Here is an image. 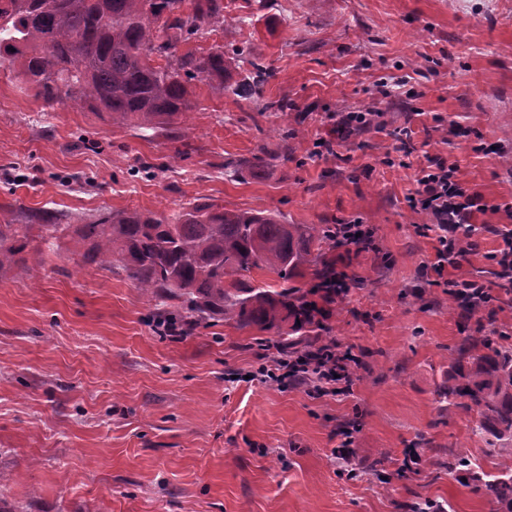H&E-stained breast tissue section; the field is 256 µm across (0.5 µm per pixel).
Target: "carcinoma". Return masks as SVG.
I'll use <instances>...</instances> for the list:
<instances>
[{
    "label": "carcinoma",
    "mask_w": 512,
    "mask_h": 512,
    "mask_svg": "<svg viewBox=\"0 0 512 512\" xmlns=\"http://www.w3.org/2000/svg\"><path fill=\"white\" fill-rule=\"evenodd\" d=\"M223 12L221 0H193L190 7L186 0H0V66L14 69L47 107L69 100L114 124L168 131L192 107L187 81L222 85L229 76L224 48L201 56L180 51ZM248 64L253 82L237 95L252 99L264 72ZM265 168L260 157L246 169L224 162L237 179L245 170L259 177ZM61 233L86 247L85 262L124 271L170 305L158 324L180 334L218 320L256 326L277 334L281 351L293 356L322 340L319 289L254 287L246 275L266 269L286 283L308 270L320 282L330 267L324 246L343 244L333 224H287L276 214L199 201L170 219L134 210L59 224L46 210L37 224H0V270L26 264L34 238L51 250ZM480 347L486 353H474ZM441 393L468 399L464 407L478 415L477 434L512 439V348L467 337ZM506 459L500 474L482 477L469 457L454 456L448 473L472 476L495 512H512V448Z\"/></svg>",
    "instance_id": "obj_1"
}]
</instances>
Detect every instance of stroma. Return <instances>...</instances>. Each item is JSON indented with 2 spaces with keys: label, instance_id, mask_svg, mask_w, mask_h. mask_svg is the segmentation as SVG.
I'll return each instance as SVG.
<instances>
[{
  "label": "stroma",
  "instance_id": "1",
  "mask_svg": "<svg viewBox=\"0 0 512 512\" xmlns=\"http://www.w3.org/2000/svg\"><path fill=\"white\" fill-rule=\"evenodd\" d=\"M193 48L259 59L261 102L191 81L176 138L145 136L69 103L44 107L0 66V224L18 214L137 210L170 217L202 198L289 224L361 219L373 246L331 306L326 343L351 352L355 384L322 396L247 380L281 353L272 333L230 321L170 336L125 272L80 266L70 239L0 272V512H403L432 499L492 512L449 456L498 470L476 416L438 394L449 359L483 333L512 347V293L459 318L451 279L496 281L499 240L461 269L427 271L428 215L410 208L427 157L512 223V0H223ZM269 109H262V102ZM284 110H277V103ZM381 126L340 136L337 116ZM416 147L403 156L400 133ZM334 154L318 156V142ZM268 161L234 180L225 160ZM356 419L349 470L333 454Z\"/></svg>",
  "mask_w": 512,
  "mask_h": 512
}]
</instances>
